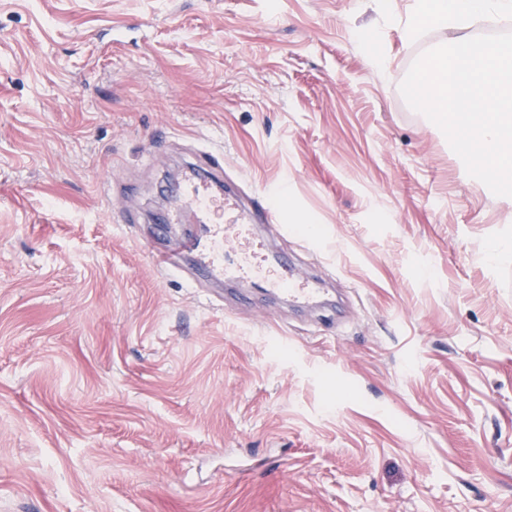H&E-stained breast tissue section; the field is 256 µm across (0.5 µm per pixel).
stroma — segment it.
Masks as SVG:
<instances>
[{
	"label": "stroma",
	"mask_w": 512,
	"mask_h": 512,
	"mask_svg": "<svg viewBox=\"0 0 512 512\" xmlns=\"http://www.w3.org/2000/svg\"><path fill=\"white\" fill-rule=\"evenodd\" d=\"M452 35L377 0H0V512H512V197L399 90ZM201 150L319 227L270 246L341 314L151 266Z\"/></svg>",
	"instance_id": "1"
}]
</instances>
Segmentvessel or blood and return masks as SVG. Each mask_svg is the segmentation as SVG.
Listing matches in <instances>:
<instances>
[{"label":"vessel or blood","instance_id":"b4317fda","mask_svg":"<svg viewBox=\"0 0 512 512\" xmlns=\"http://www.w3.org/2000/svg\"><path fill=\"white\" fill-rule=\"evenodd\" d=\"M271 197V192L266 190L245 196L225 191L223 159L212 153L202 154L197 163L188 166L183 193L171 209L167 223L157 227L164 245L149 251L154 267L167 274L184 275L190 264L195 263L209 273L212 287L249 276L261 280L271 293L292 303L318 304L322 288L291 270L276 253H266L262 264L254 263L246 253L239 254L234 264L226 262L231 229L245 234L262 224L274 228L279 235H287L288 227L279 223ZM226 213L232 215V224L223 223L222 216ZM195 222L207 224L205 235L180 232V225Z\"/></svg>","mask_w":512,"mask_h":512}]
</instances>
